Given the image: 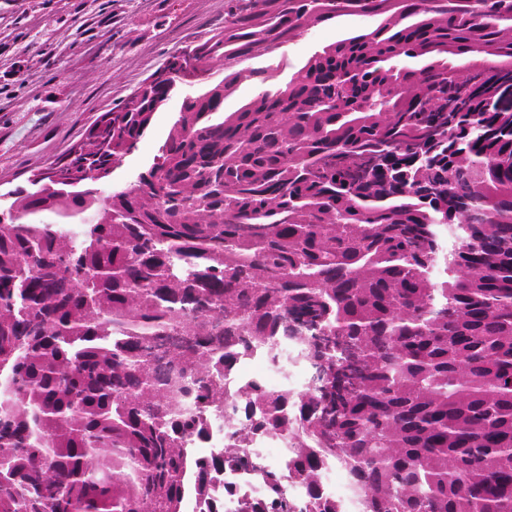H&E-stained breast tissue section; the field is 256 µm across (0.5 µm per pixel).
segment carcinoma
I'll return each mask as SVG.
<instances>
[{
    "mask_svg": "<svg viewBox=\"0 0 512 512\" xmlns=\"http://www.w3.org/2000/svg\"><path fill=\"white\" fill-rule=\"evenodd\" d=\"M280 87L224 99L312 27ZM224 69L213 79L212 69ZM160 161L102 196L188 69ZM512 0H227L224 28L99 116L56 158L63 183L15 190L0 227V512H185L253 465L257 432L295 442L314 512L321 458L364 512H512ZM466 111L448 121L441 107ZM456 226L451 255L440 239ZM302 346L314 386L256 385L228 414L224 373L253 344ZM231 447L185 448L204 422ZM285 476L240 512H296ZM371 24V20L362 18H343L321 23L284 47L277 57L271 59L261 57L243 63L240 68H254L261 74L239 83L233 94L225 99L224 113L236 111L264 88L285 85L294 69L316 49L335 42L344 32L361 33ZM266 76L271 77L262 83V79ZM208 432V436L201 441L197 439L187 441L186 448H190L194 457L221 453L231 440V431L224 421L211 418L208 422Z\"/></svg>",
    "mask_w": 512,
    "mask_h": 512,
    "instance_id": "1",
    "label": "carcinoma"
}]
</instances>
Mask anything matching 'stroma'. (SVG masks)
Instances as JSON below:
<instances>
[{
  "label": "stroma",
  "mask_w": 512,
  "mask_h": 512,
  "mask_svg": "<svg viewBox=\"0 0 512 512\" xmlns=\"http://www.w3.org/2000/svg\"><path fill=\"white\" fill-rule=\"evenodd\" d=\"M226 0H0V207L16 188L78 143L100 114L122 105L177 51L223 26ZM362 18L319 24L274 58L250 60L257 77L224 101L231 113L263 86L285 85L294 69L344 32L364 31ZM179 87L102 194L133 186L156 162L185 98Z\"/></svg>",
  "instance_id": "35a3bbf8"
}]
</instances>
